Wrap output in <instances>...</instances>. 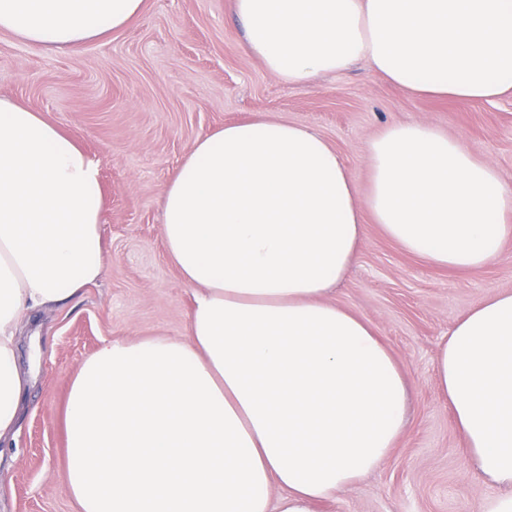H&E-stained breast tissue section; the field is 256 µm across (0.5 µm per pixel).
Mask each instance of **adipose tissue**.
Returning <instances> with one entry per match:
<instances>
[{
    "label": "adipose tissue",
    "mask_w": 512,
    "mask_h": 512,
    "mask_svg": "<svg viewBox=\"0 0 512 512\" xmlns=\"http://www.w3.org/2000/svg\"><path fill=\"white\" fill-rule=\"evenodd\" d=\"M143 3L0 0V32L67 50L122 29ZM235 12L291 86L364 61L412 95L512 91V0H235ZM367 154L361 205L309 127L256 118L192 144L163 195L168 257L196 290L188 336L104 343L73 378L65 478L81 512H313L387 457L404 376L373 329L328 299L359 252L362 214L409 254L473 269L512 233V189L421 122L386 127ZM101 210L93 160L0 98V442L27 386L22 316L100 278ZM435 370L473 466L504 488L478 512H512V291L462 316Z\"/></svg>",
    "instance_id": "adipose-tissue-1"
}]
</instances>
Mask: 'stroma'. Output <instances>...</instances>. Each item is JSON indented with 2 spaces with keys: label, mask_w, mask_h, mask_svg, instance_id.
Here are the masks:
<instances>
[{
  "label": "stroma",
  "mask_w": 512,
  "mask_h": 512,
  "mask_svg": "<svg viewBox=\"0 0 512 512\" xmlns=\"http://www.w3.org/2000/svg\"><path fill=\"white\" fill-rule=\"evenodd\" d=\"M0 98L76 140L98 164L103 191L100 279L20 325L29 383L15 438L0 449V512H80L65 480L74 376L104 342L187 337L193 290L167 257L162 209L196 140L260 116L305 125L337 149L364 195L369 140L422 121L492 163L512 188V92L491 103L412 97L361 62L292 87L248 50L234 0H145L120 31L71 50L0 32ZM499 291H512V235L489 265L452 270L366 222L360 255L329 299L369 323L397 361L409 384L407 422L378 468L313 512H477L497 493L469 462L434 362L456 321Z\"/></svg>",
  "instance_id": "stroma-1"
}]
</instances>
